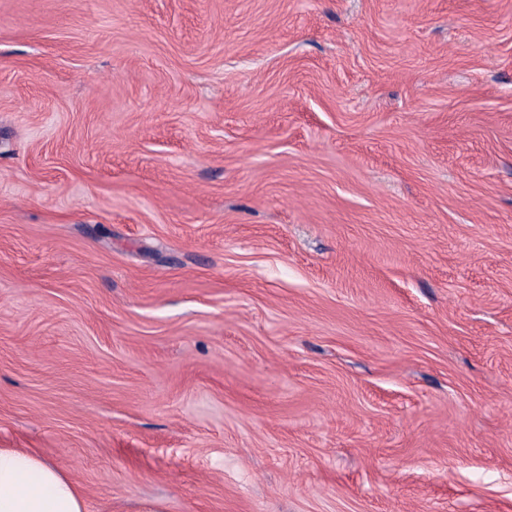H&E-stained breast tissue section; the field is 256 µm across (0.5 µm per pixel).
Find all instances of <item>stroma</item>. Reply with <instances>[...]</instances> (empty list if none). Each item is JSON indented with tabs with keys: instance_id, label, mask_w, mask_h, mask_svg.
<instances>
[{
	"instance_id": "obj_1",
	"label": "stroma",
	"mask_w": 512,
	"mask_h": 512,
	"mask_svg": "<svg viewBox=\"0 0 512 512\" xmlns=\"http://www.w3.org/2000/svg\"><path fill=\"white\" fill-rule=\"evenodd\" d=\"M0 448L512 512V0H0Z\"/></svg>"
}]
</instances>
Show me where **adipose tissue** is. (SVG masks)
Returning <instances> with one entry per match:
<instances>
[{
    "instance_id": "ef3b65f1",
    "label": "adipose tissue",
    "mask_w": 512,
    "mask_h": 512,
    "mask_svg": "<svg viewBox=\"0 0 512 512\" xmlns=\"http://www.w3.org/2000/svg\"><path fill=\"white\" fill-rule=\"evenodd\" d=\"M0 512H88L71 475L31 450L0 448Z\"/></svg>"
}]
</instances>
